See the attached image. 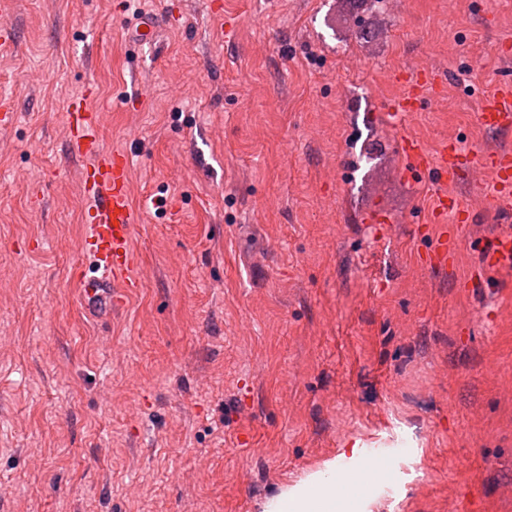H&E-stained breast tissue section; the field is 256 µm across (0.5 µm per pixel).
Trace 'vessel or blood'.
Returning <instances> with one entry per match:
<instances>
[{
  "mask_svg": "<svg viewBox=\"0 0 512 512\" xmlns=\"http://www.w3.org/2000/svg\"><path fill=\"white\" fill-rule=\"evenodd\" d=\"M446 76L429 70L411 85L402 103L410 110L421 98L424 88L441 91ZM91 90L74 97L65 115L67 146L82 161L79 181L89 203L85 213L86 230L81 254L87 265L82 269L78 286L87 309L105 316L118 307L125 295L140 285L135 270L133 239L141 214L131 196V165L125 153L104 145L99 135L100 115L90 106ZM476 120L483 128L496 131L512 129V84H504L497 94L481 103ZM400 150L407 159L408 174L428 172L436 182L450 184L470 163L457 142H443L437 154H430L417 139L404 138ZM480 165L494 179L493 202L507 220L512 219V150L500 149L481 155ZM471 219L468 208L452 194H442L433 214L434 223L444 230L425 253L426 266L452 267L457 253L460 231ZM480 263L487 269L512 268V231L495 235L483 250Z\"/></svg>",
  "mask_w": 512,
  "mask_h": 512,
  "instance_id": "1",
  "label": "vessel or blood"
}]
</instances>
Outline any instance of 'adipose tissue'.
I'll use <instances>...</instances> for the list:
<instances>
[{
	"label": "adipose tissue",
	"instance_id": "1",
	"mask_svg": "<svg viewBox=\"0 0 512 512\" xmlns=\"http://www.w3.org/2000/svg\"><path fill=\"white\" fill-rule=\"evenodd\" d=\"M342 475L340 467L328 464L313 476L304 497L283 493L267 512H346L349 496L336 490V483Z\"/></svg>",
	"mask_w": 512,
	"mask_h": 512
}]
</instances>
